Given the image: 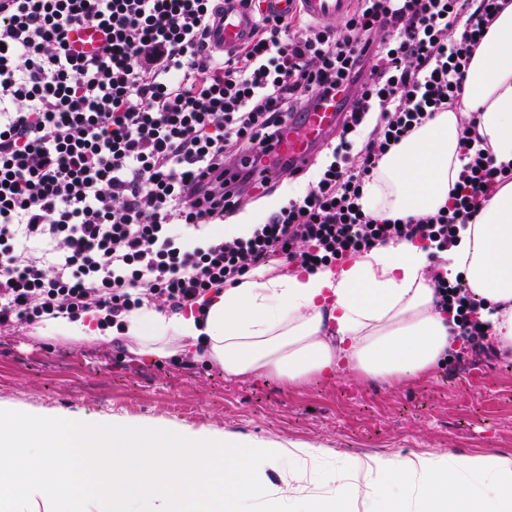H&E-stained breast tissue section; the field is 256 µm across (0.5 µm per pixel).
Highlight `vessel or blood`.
<instances>
[{
  "label": "vessel or blood",
  "instance_id": "b4317fda",
  "mask_svg": "<svg viewBox=\"0 0 512 512\" xmlns=\"http://www.w3.org/2000/svg\"><path fill=\"white\" fill-rule=\"evenodd\" d=\"M352 0H265L266 10L285 14L295 8H303L313 20L324 21L343 17L350 9ZM222 9L215 16L210 30V45L219 52L227 53L247 39L252 18L242 7L240 0H221ZM340 118L338 103L329 100L321 108L295 114L288 122V132L280 154L296 171L308 167L316 148L335 129Z\"/></svg>",
  "mask_w": 512,
  "mask_h": 512
}]
</instances>
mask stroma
Masks as SVG:
<instances>
[{
  "instance_id": "stroma-1",
  "label": "stroma",
  "mask_w": 512,
  "mask_h": 512,
  "mask_svg": "<svg viewBox=\"0 0 512 512\" xmlns=\"http://www.w3.org/2000/svg\"><path fill=\"white\" fill-rule=\"evenodd\" d=\"M0 401L86 410L319 447L332 465L371 455L512 457V353L469 356L391 385L345 371L290 386L225 378L191 354L155 361L113 344L0 332Z\"/></svg>"
}]
</instances>
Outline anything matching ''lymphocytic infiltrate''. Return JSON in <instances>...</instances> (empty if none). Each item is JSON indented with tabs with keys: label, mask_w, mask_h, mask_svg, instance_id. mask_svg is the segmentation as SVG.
<instances>
[{
	"label": "lymphocytic infiltrate",
	"mask_w": 512,
	"mask_h": 512,
	"mask_svg": "<svg viewBox=\"0 0 512 512\" xmlns=\"http://www.w3.org/2000/svg\"><path fill=\"white\" fill-rule=\"evenodd\" d=\"M234 53L209 48L219 0H0V330L60 314L120 327L161 302L178 312L269 257L331 265L379 243L444 251L503 183L471 136L449 200L396 222L362 189L394 144L462 105L499 0H356L339 25L270 16L260 0ZM105 38L84 56L72 39ZM340 98L341 131L307 193L245 237L203 236L269 188L261 150L290 116ZM457 340L487 332L462 278H435Z\"/></svg>",
	"instance_id": "lymphocytic-infiltrate-1"
}]
</instances>
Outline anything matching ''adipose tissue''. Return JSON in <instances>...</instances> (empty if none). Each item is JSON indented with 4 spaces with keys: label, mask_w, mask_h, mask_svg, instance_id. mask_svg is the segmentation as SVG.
I'll use <instances>...</instances> for the list:
<instances>
[{
    "label": "adipose tissue",
    "mask_w": 512,
    "mask_h": 512,
    "mask_svg": "<svg viewBox=\"0 0 512 512\" xmlns=\"http://www.w3.org/2000/svg\"><path fill=\"white\" fill-rule=\"evenodd\" d=\"M496 161L512 162V0L468 65L463 108L437 113L394 146L363 189L378 217L417 218L445 205L462 163L464 114ZM425 242H388L343 265L262 266L205 295L203 312L142 307L122 335L137 357L193 348L225 378L278 377L288 385L346 370L390 384L430 372L453 337L436 304ZM448 277L464 281L500 349H512V180L459 231ZM39 336L111 341L112 329L61 315ZM297 477L274 491L266 472ZM318 449L235 433L130 421L99 413L0 402V512H512V457L371 456L336 466L331 494L315 492Z\"/></svg>",
    "instance_id": "1"
}]
</instances>
